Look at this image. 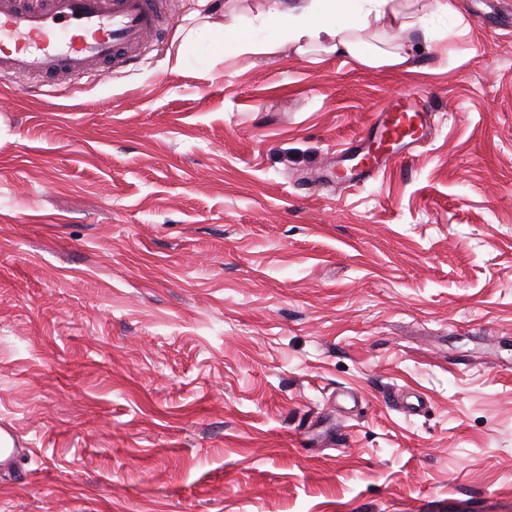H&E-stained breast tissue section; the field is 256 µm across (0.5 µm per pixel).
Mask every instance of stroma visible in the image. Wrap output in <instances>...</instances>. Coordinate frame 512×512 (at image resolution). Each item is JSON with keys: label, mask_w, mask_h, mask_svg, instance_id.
Instances as JSON below:
<instances>
[{"label": "stroma", "mask_w": 512, "mask_h": 512, "mask_svg": "<svg viewBox=\"0 0 512 512\" xmlns=\"http://www.w3.org/2000/svg\"><path fill=\"white\" fill-rule=\"evenodd\" d=\"M0 78V512H472L512 497V0L414 70ZM407 158L348 188L400 95ZM0 431L9 437V442L0 446V473L6 474L12 470V463L22 449L18 448V442L10 426H0Z\"/></svg>", "instance_id": "35a3bbf8"}]
</instances>
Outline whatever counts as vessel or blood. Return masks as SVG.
Returning <instances> with one entry per match:
<instances>
[{
	"label": "vessel or blood",
	"instance_id": "obj_1",
	"mask_svg": "<svg viewBox=\"0 0 512 512\" xmlns=\"http://www.w3.org/2000/svg\"><path fill=\"white\" fill-rule=\"evenodd\" d=\"M165 20L162 0H46L30 9L0 0V72L70 82L95 77L119 53L142 48ZM409 124L400 104L382 117L379 134L398 138Z\"/></svg>",
	"mask_w": 512,
	"mask_h": 512
}]
</instances>
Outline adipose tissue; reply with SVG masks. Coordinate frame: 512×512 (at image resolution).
Returning <instances> with one entry per match:
<instances>
[{"mask_svg":"<svg viewBox=\"0 0 512 512\" xmlns=\"http://www.w3.org/2000/svg\"><path fill=\"white\" fill-rule=\"evenodd\" d=\"M460 19L454 0H274L254 14L233 13L209 24L207 35L195 29L176 34L175 63L189 64L195 52L259 58L290 46L297 53L319 49L370 67L410 68L416 54ZM404 32L403 43L386 48L364 38L372 26Z\"/></svg>","mask_w":512,"mask_h":512,"instance_id":"ef3b65f1","label":"adipose tissue"}]
</instances>
